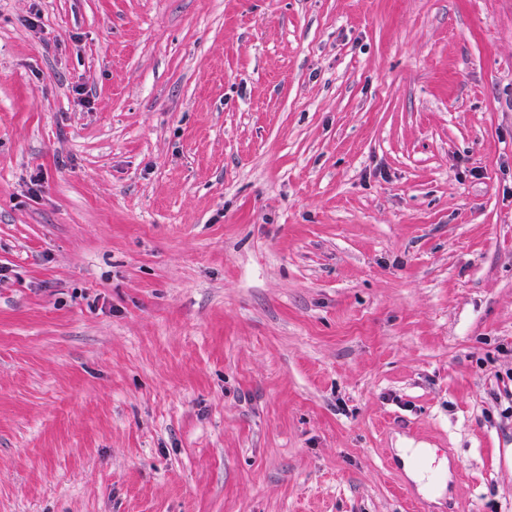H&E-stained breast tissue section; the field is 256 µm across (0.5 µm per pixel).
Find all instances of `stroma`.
<instances>
[{
  "label": "stroma",
  "instance_id": "stroma-1",
  "mask_svg": "<svg viewBox=\"0 0 512 512\" xmlns=\"http://www.w3.org/2000/svg\"><path fill=\"white\" fill-rule=\"evenodd\" d=\"M511 405L512 0H0V512H512Z\"/></svg>",
  "mask_w": 512,
  "mask_h": 512
}]
</instances>
